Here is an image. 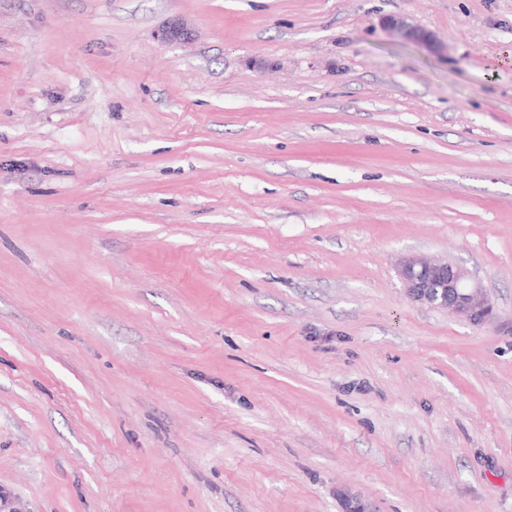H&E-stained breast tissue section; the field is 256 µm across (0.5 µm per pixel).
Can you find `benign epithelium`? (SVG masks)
Listing matches in <instances>:
<instances>
[{
  "label": "benign epithelium",
  "mask_w": 512,
  "mask_h": 512,
  "mask_svg": "<svg viewBox=\"0 0 512 512\" xmlns=\"http://www.w3.org/2000/svg\"><path fill=\"white\" fill-rule=\"evenodd\" d=\"M386 29L402 39L426 46L432 36L404 19L389 18ZM191 30L184 23L174 24L161 33L164 42L185 41ZM399 277L411 301L431 308L446 309L459 320L484 325L495 318L494 305L484 287L464 267L450 261L422 256L407 257L400 263ZM342 512H373L357 494L348 489L337 491Z\"/></svg>",
  "instance_id": "benign-epithelium-1"
}]
</instances>
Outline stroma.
Wrapping results in <instances>:
<instances>
[{"instance_id": "stroma-1", "label": "stroma", "mask_w": 512, "mask_h": 512, "mask_svg": "<svg viewBox=\"0 0 512 512\" xmlns=\"http://www.w3.org/2000/svg\"><path fill=\"white\" fill-rule=\"evenodd\" d=\"M511 56L512 0H0L15 507L512 512ZM386 29L394 32L402 39L426 46L433 44L432 36L428 32L419 29L416 25L404 19L389 18L385 21ZM399 277L411 301L448 313L472 325L495 318L494 305L484 287L463 266L422 256L400 263Z\"/></svg>"}]
</instances>
